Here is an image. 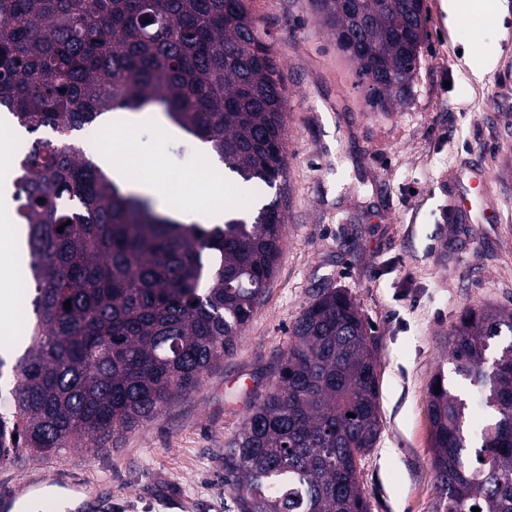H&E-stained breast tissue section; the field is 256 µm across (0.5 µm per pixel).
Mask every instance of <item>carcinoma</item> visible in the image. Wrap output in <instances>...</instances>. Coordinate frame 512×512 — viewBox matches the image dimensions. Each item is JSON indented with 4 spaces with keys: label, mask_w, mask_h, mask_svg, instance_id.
Listing matches in <instances>:
<instances>
[{
    "label": "carcinoma",
    "mask_w": 512,
    "mask_h": 512,
    "mask_svg": "<svg viewBox=\"0 0 512 512\" xmlns=\"http://www.w3.org/2000/svg\"><path fill=\"white\" fill-rule=\"evenodd\" d=\"M422 2L319 0L373 112L411 95ZM152 104L242 183L283 190L285 86L249 0H0V112L33 135L14 181L32 315L0 410L1 467L91 448L195 389L275 274L279 200L251 223L187 224L80 150L81 126ZM291 335L224 449V484L237 512H370L360 464L380 431L377 337L336 289ZM448 357L453 377L438 369L429 397L435 512H512V310L465 311ZM467 391L490 413L476 431Z\"/></svg>",
    "instance_id": "carcinoma-1"
}]
</instances>
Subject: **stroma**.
<instances>
[{
    "label": "stroma",
    "mask_w": 512,
    "mask_h": 512,
    "mask_svg": "<svg viewBox=\"0 0 512 512\" xmlns=\"http://www.w3.org/2000/svg\"><path fill=\"white\" fill-rule=\"evenodd\" d=\"M460 24L448 0H425L429 16L408 105L372 112L355 64L338 52L314 0H251L285 81L284 194L242 187L210 168L203 202L256 215L279 198L285 217L276 274L234 350L200 385L149 421L109 439L25 455L0 467V496L35 488L40 500L78 493L88 512H237L224 484V448L272 382L291 329L329 288L346 290L379 343L381 429L361 461L371 512H434L429 386L448 355V334L467 308H512V28ZM496 55L475 80L464 59ZM140 159L178 179L196 172L202 145L185 133L138 124ZM488 177L495 224L452 212L471 168Z\"/></svg>",
    "instance_id": "1"
}]
</instances>
